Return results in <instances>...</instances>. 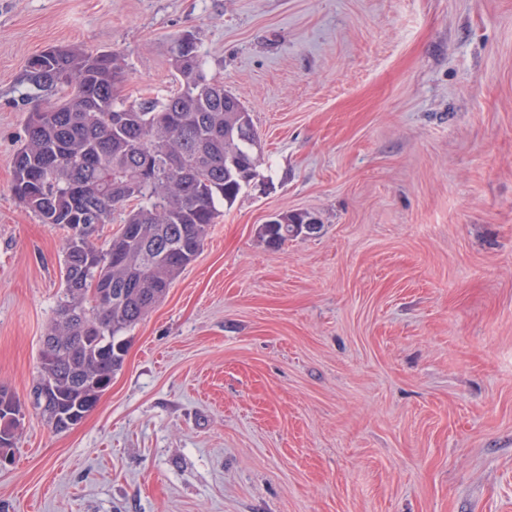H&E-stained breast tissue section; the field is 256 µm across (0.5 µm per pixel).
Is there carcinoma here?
<instances>
[{
	"instance_id": "obj_1",
	"label": "carcinoma",
	"mask_w": 512,
	"mask_h": 512,
	"mask_svg": "<svg viewBox=\"0 0 512 512\" xmlns=\"http://www.w3.org/2000/svg\"><path fill=\"white\" fill-rule=\"evenodd\" d=\"M171 66L179 88L126 102L125 59L103 49L51 47L28 58L25 80L40 104L13 158L11 192L43 224L69 231L64 295L39 350L33 406L63 432L98 404L127 352L126 335L196 259L218 206L258 176L253 117L207 75L197 39L179 35ZM121 228L103 246L100 224ZM320 228L308 212L265 224L281 245ZM95 288H109L100 302ZM24 418L0 389V458L14 460Z\"/></svg>"
}]
</instances>
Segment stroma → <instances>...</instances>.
Returning a JSON list of instances; mask_svg holds the SVG:
<instances>
[{"label":"stroma","instance_id":"stroma-1","mask_svg":"<svg viewBox=\"0 0 512 512\" xmlns=\"http://www.w3.org/2000/svg\"><path fill=\"white\" fill-rule=\"evenodd\" d=\"M193 33L259 175L78 425L29 406L66 228L11 194L27 59L177 87ZM309 211L318 234L263 226ZM0 512H512V0H0ZM284 215L285 221L283 214L271 215L263 226L265 235L274 244L281 245L288 240L311 235L320 228V223L317 224L310 212L285 213ZM284 222L285 224H280ZM23 418L20 401L11 392L0 389V458L14 462L17 433Z\"/></svg>","mask_w":512,"mask_h":512}]
</instances>
